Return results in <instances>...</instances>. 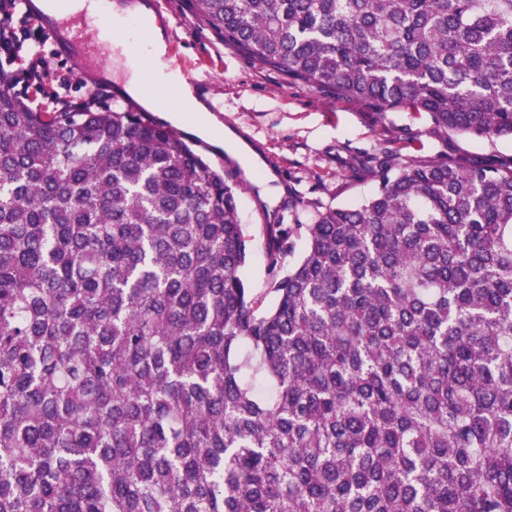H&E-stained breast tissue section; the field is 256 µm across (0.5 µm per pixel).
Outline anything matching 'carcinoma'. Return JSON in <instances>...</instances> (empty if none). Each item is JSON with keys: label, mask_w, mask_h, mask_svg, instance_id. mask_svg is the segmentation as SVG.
Segmentation results:
<instances>
[{"label": "carcinoma", "mask_w": 512, "mask_h": 512, "mask_svg": "<svg viewBox=\"0 0 512 512\" xmlns=\"http://www.w3.org/2000/svg\"><path fill=\"white\" fill-rule=\"evenodd\" d=\"M194 8L294 80L512 139V0ZM123 99L0 81V512H512V161L378 162L259 227L258 294L239 185Z\"/></svg>", "instance_id": "carcinoma-1"}]
</instances>
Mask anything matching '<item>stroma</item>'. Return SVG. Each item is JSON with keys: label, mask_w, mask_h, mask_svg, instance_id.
Wrapping results in <instances>:
<instances>
[{"label": "stroma", "mask_w": 512, "mask_h": 512, "mask_svg": "<svg viewBox=\"0 0 512 512\" xmlns=\"http://www.w3.org/2000/svg\"><path fill=\"white\" fill-rule=\"evenodd\" d=\"M165 39L177 51L206 101L223 104L218 121L246 140L263 159L244 172V160L215 140L199 149L211 168L225 160L243 170L239 213L250 237V258L243 279L264 292L269 275L258 225L274 223L285 201L296 199L302 220L321 206L355 205L375 191L371 158L400 167L413 160L448 158L463 163L512 160V140L490 142L457 133L438 134L427 113L402 109L378 111L372 105L288 78L275 67L248 56L212 29L193 0H160ZM44 61L25 94L49 111L88 104L92 96H115L117 83L92 84L95 57L81 61L61 56L51 45L40 49Z\"/></svg>", "instance_id": "stroma-1"}]
</instances>
